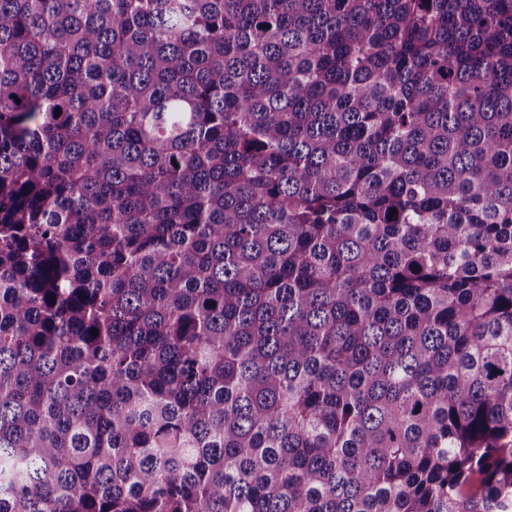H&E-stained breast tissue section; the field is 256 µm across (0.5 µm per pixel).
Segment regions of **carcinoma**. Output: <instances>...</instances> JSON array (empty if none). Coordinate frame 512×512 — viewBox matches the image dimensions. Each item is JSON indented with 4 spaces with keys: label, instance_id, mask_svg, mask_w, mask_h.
Here are the masks:
<instances>
[{
    "label": "carcinoma",
    "instance_id": "cac0c4a2",
    "mask_svg": "<svg viewBox=\"0 0 512 512\" xmlns=\"http://www.w3.org/2000/svg\"><path fill=\"white\" fill-rule=\"evenodd\" d=\"M0 512H512V0H0Z\"/></svg>",
    "mask_w": 512,
    "mask_h": 512
}]
</instances>
